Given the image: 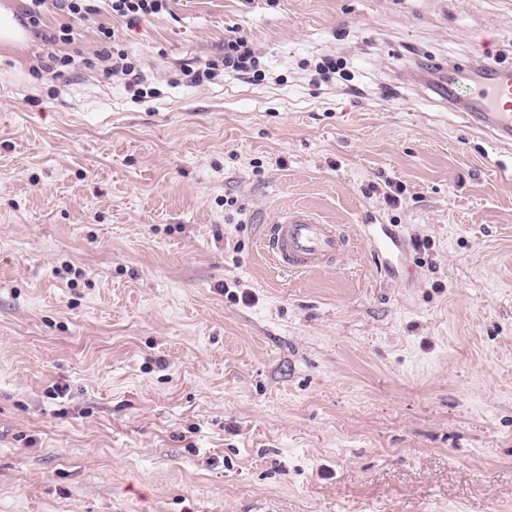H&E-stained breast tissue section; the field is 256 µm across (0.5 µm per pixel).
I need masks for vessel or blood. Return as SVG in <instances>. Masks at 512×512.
<instances>
[{
  "mask_svg": "<svg viewBox=\"0 0 512 512\" xmlns=\"http://www.w3.org/2000/svg\"><path fill=\"white\" fill-rule=\"evenodd\" d=\"M435 93L458 105L471 128L494 143L512 144V67L485 69L470 84H462L459 70L439 76ZM350 237L338 224H325L314 214L294 209L271 224L264 248L274 264L291 273L328 268L347 253Z\"/></svg>",
  "mask_w": 512,
  "mask_h": 512,
  "instance_id": "obj_1",
  "label": "vessel or blood"
}]
</instances>
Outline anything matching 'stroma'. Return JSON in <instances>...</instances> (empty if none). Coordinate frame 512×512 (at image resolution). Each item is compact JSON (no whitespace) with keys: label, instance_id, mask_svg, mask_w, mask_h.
Listing matches in <instances>:
<instances>
[{"label":"stroma","instance_id":"35a3bbf8","mask_svg":"<svg viewBox=\"0 0 512 512\" xmlns=\"http://www.w3.org/2000/svg\"><path fill=\"white\" fill-rule=\"evenodd\" d=\"M65 21L0 46V512H512V148L421 68L512 67V0H172L141 103L38 70ZM230 28L273 78L179 80ZM295 208L336 266L264 253ZM304 67H311L323 82H335L336 75L345 81H350V72L347 70V63L341 58L324 56L319 58L312 65L311 62H304ZM350 236L338 224H323L314 214L294 209L268 227L264 248L274 264L291 273L328 268L349 250ZM373 251L377 256L383 259L391 256L394 253L400 252L402 243L397 239L387 228L381 226L378 235H373Z\"/></svg>","mask_w":512,"mask_h":512}]
</instances>
